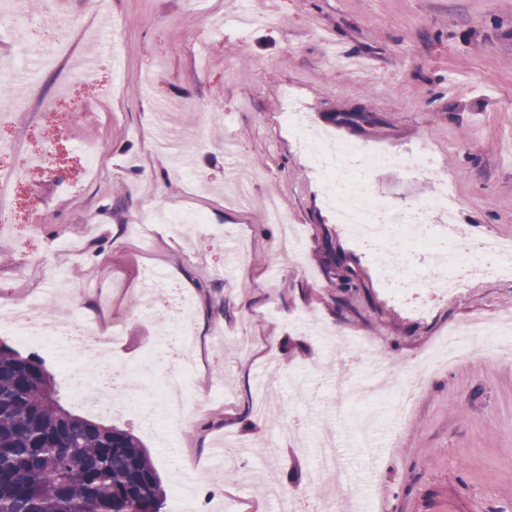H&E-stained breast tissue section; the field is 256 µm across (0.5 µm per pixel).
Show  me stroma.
I'll return each instance as SVG.
<instances>
[{"label":"stroma","instance_id":"35a3bbf8","mask_svg":"<svg viewBox=\"0 0 512 512\" xmlns=\"http://www.w3.org/2000/svg\"><path fill=\"white\" fill-rule=\"evenodd\" d=\"M237 8L238 0H110L102 13L94 0H36L26 39L54 29L68 36L71 59L42 73L34 91L0 72V85L29 102L0 122V159L17 144L52 153L5 203L13 222L0 228V307L60 325L86 321L112 335L113 361L132 365L173 350L166 331L178 296H192V390L203 412L163 440L120 405L101 410L78 393L71 373L96 374L94 348L66 368L10 330L0 328V340L38 353L71 411L140 437L168 497L189 488L185 512H216L228 497L239 512H274L285 493L310 512L344 503L345 486L310 483L313 440L328 424L381 512H512V353L429 368L412 409L384 411L375 424L373 459L358 454L352 420L335 413L337 378L363 392L371 373L366 358L349 362L348 337L370 339L382 365L401 373L448 327L512 312V276L472 280L424 315L390 298L382 252L353 246L325 204L323 176L281 118L291 95L309 131L397 156L370 176L394 221L446 180L458 199L453 223L512 241V0H250L249 26L234 22ZM95 53L103 64L72 80V66ZM162 129L204 136L208 147L172 157L155 146ZM418 143L432 150L437 175L416 177L403 164ZM87 144L101 152L93 177L83 170ZM236 179L253 184L250 209L227 201ZM272 194L301 232L298 259L287 256L281 227L263 219ZM155 210H201L209 226L175 236L155 225L147 247L131 226ZM241 236L248 259L227 269L225 247ZM330 250L359 285L347 308L337 307L325 272ZM149 269L164 286L145 313L128 314ZM306 314L320 334L295 327ZM238 339L251 346L241 360ZM272 358L284 375L277 397L301 428L254 416ZM227 436L261 449L254 463L265 484H220L210 457Z\"/></svg>","mask_w":512,"mask_h":512}]
</instances>
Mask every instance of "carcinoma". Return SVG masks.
<instances>
[{"mask_svg":"<svg viewBox=\"0 0 512 512\" xmlns=\"http://www.w3.org/2000/svg\"><path fill=\"white\" fill-rule=\"evenodd\" d=\"M349 303L357 285L325 257ZM155 462L132 432L71 414L36 355L0 342V512H163Z\"/></svg>","mask_w":512,"mask_h":512,"instance_id":"1","label":"carcinoma"}]
</instances>
